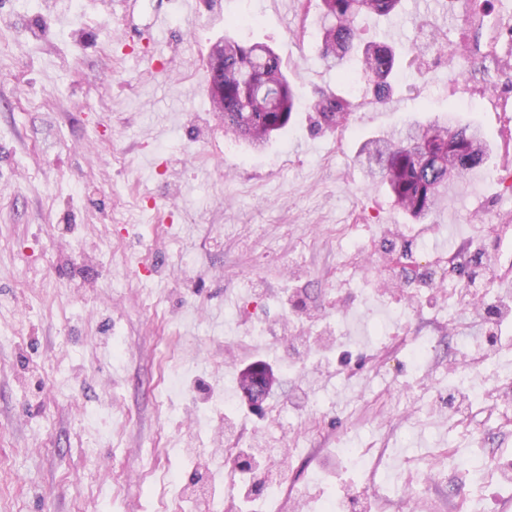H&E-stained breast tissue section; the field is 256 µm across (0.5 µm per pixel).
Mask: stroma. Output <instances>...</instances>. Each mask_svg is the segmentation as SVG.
I'll use <instances>...</instances> for the list:
<instances>
[{
    "mask_svg": "<svg viewBox=\"0 0 512 512\" xmlns=\"http://www.w3.org/2000/svg\"><path fill=\"white\" fill-rule=\"evenodd\" d=\"M472 2L470 21L452 0L362 19L404 63L375 103L321 59L320 0H0V512H413L407 469L424 502H512V345L442 295L481 259L507 277L487 303L512 298V36L490 23L512 0ZM228 29L270 45L305 99L261 151L210 102ZM321 92L353 98L340 126L308 107ZM452 115L491 155L419 224L354 157ZM428 256L441 276L404 283ZM474 341L457 416L449 368ZM251 363L279 380L259 409L238 389ZM226 446L265 449L297 500L227 496ZM451 448L498 475L437 467Z\"/></svg>",
    "mask_w": 512,
    "mask_h": 512,
    "instance_id": "stroma-1",
    "label": "stroma"
}]
</instances>
